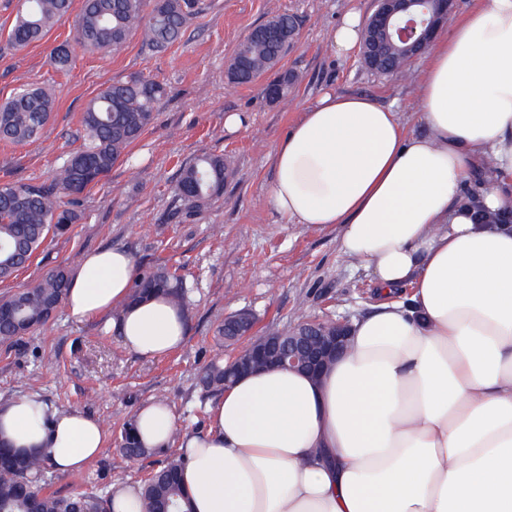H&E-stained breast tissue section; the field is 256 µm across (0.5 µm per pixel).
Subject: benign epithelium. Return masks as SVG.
Wrapping results in <instances>:
<instances>
[{"instance_id":"7a95c632","label":"benign epithelium","mask_w":512,"mask_h":512,"mask_svg":"<svg viewBox=\"0 0 512 512\" xmlns=\"http://www.w3.org/2000/svg\"><path fill=\"white\" fill-rule=\"evenodd\" d=\"M455 9L456 0H375L369 22L408 44L418 57L438 31V21H448ZM231 325L237 336L254 335V319L246 311L231 318ZM350 335L351 323L347 320L336 319L327 325L323 319H304L288 328L286 350L270 339L255 338L249 344V358L241 371L267 367L273 352L277 365L319 377L332 358L348 349Z\"/></svg>"}]
</instances>
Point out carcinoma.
I'll use <instances>...</instances> for the list:
<instances>
[{
	"label": "carcinoma",
	"mask_w": 512,
	"mask_h": 512,
	"mask_svg": "<svg viewBox=\"0 0 512 512\" xmlns=\"http://www.w3.org/2000/svg\"><path fill=\"white\" fill-rule=\"evenodd\" d=\"M198 0H83L73 42L53 49L58 70H66L75 49L116 50L132 30H143L145 41L164 50L179 40L187 18ZM72 0H19L12 44L23 49L45 38L52 27L66 17ZM295 24L293 16L281 14L253 30L240 44L228 67V80L237 85L267 78L275 88L273 100L288 95L291 77L275 71L288 50V41L273 42L263 31H286ZM363 64L386 74L401 71L413 52L377 32L364 28ZM167 94L165 85L136 75L106 86L92 99L80 116L88 144L70 154L60 170L48 181L0 184V281L27 268L48 238L67 234L82 219L78 210L81 196L105 179L112 167L123 160L152 123L154 107ZM55 99L43 87H26L0 105V140L13 144L36 141L54 111ZM224 191V157L204 156L185 164L175 187L176 196L190 206H200ZM71 270L58 266L34 284L0 297V346L10 350L37 328L46 325L64 301ZM190 294L187 279L166 266H158L137 277L132 299L162 295L176 307H185ZM248 353H238L224 363L214 359L200 374L198 385L204 394L221 392L226 372ZM120 449L131 458L150 454L134 434V422L123 427ZM50 464L31 448L16 452L0 446V512H109L112 491L90 487L71 495L47 493L34 484V475ZM191 512L190 501L180 478V460L175 458L153 469L143 482L142 512Z\"/></svg>",
	"instance_id": "1"
}]
</instances>
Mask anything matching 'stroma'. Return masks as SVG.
Masks as SVG:
<instances>
[{
  "label": "stroma",
  "mask_w": 512,
  "mask_h": 512,
  "mask_svg": "<svg viewBox=\"0 0 512 512\" xmlns=\"http://www.w3.org/2000/svg\"><path fill=\"white\" fill-rule=\"evenodd\" d=\"M82 0L39 43L15 49L8 40L17 0H0V104L19 88L39 86L55 97L41 137L27 145L0 141V183L49 178L84 142L79 122L88 102L105 86L132 75L166 83L168 95L154 120L110 176L82 197V220L47 241L32 264L0 281V295L34 283L46 271L76 268L101 248L126 249L137 269L164 265L195 287L189 296L187 334L172 353L147 359L120 340L118 311L78 322L65 308L22 345L0 350V403L36 393L62 409L98 417L106 443L98 459L74 473L51 471L45 491L68 495L91 485L117 489L139 483L155 462L177 448L131 459L118 447L123 424L145 402L171 408L177 433L202 434L209 398L199 372L217 354L233 357L247 341L218 345L219 320L246 310L256 331L286 328L306 318H352L376 304L369 273L339 250L336 227L289 224L268 207L274 179L271 153L299 113L324 89L363 93L379 103L399 102L408 131L415 120L416 81L423 58L389 75L366 68L359 54L343 57L329 32L345 11L370 16L373 0H199L182 38L166 50L146 46L133 31L115 53L75 50L67 70H57L53 47L71 40ZM295 16L298 35L278 65L292 75L287 100H270L263 83L230 85L227 68L238 45L256 26L280 14ZM238 113L242 125L224 126ZM219 155L226 165L223 193L199 207L175 197L182 165Z\"/></svg>",
  "instance_id": "stroma-1"
}]
</instances>
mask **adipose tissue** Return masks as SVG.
I'll list each match as a JSON object with an SVG mask.
<instances>
[{
  "instance_id": "adipose-tissue-1",
  "label": "adipose tissue",
  "mask_w": 512,
  "mask_h": 512,
  "mask_svg": "<svg viewBox=\"0 0 512 512\" xmlns=\"http://www.w3.org/2000/svg\"><path fill=\"white\" fill-rule=\"evenodd\" d=\"M418 95L422 132L395 105L325 91L274 148L268 206L337 225L379 300L321 378L258 370L209 405L208 432L180 439L193 512H512V225L460 206L489 163L501 184L483 204L512 208V0H474L435 37ZM135 276L127 251L90 253L66 308L80 321L119 309L123 345L165 356L185 313L159 296L129 304ZM175 431L167 404L135 417L143 447ZM4 441L75 472L105 428L24 394L0 405Z\"/></svg>"
}]
</instances>
